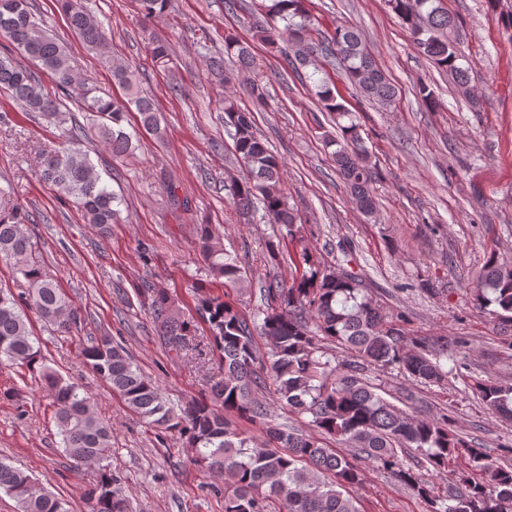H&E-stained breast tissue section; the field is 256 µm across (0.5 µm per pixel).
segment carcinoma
Wrapping results in <instances>:
<instances>
[{
	"label": "carcinoma",
	"mask_w": 512,
	"mask_h": 512,
	"mask_svg": "<svg viewBox=\"0 0 512 512\" xmlns=\"http://www.w3.org/2000/svg\"><path fill=\"white\" fill-rule=\"evenodd\" d=\"M307 0H261L266 22L256 23L253 37L271 48L287 42L295 47L286 66L307 75L310 91L322 112L336 115V135L326 144L352 203L368 216L376 213L371 185L375 167L356 116L335 86L322 77L319 61L335 62L355 90L365 98L389 104L396 86L366 48L361 32L346 25L333 34L319 29L307 11ZM406 25L418 51L435 68L448 73L458 93L470 97L473 71L458 49V20L443 0H388ZM69 28L91 51L100 53L121 97L99 95L75 70L67 45L56 39L33 11L31 0H0V93L38 112L56 132L58 146L39 153V178L71 202L87 224L105 228L121 222V199L103 183L83 148V137L67 126L62 100H72L98 118L97 133L114 157L133 154L135 146L124 131L130 112L138 127L164 139V118L154 101L141 93L139 73L124 59L105 54L106 34L81 0H58ZM140 13L152 18L165 13L170 0H137ZM154 66L172 69L168 43L148 39ZM28 56L52 79L55 90L14 61L12 50ZM226 54L254 73L249 86L253 105L269 95V78L257 63L248 42L228 33ZM225 125L235 155L244 167L241 177L224 183L227 199L242 214L258 210L286 229L289 240L299 237L302 214L288 202L281 186V161L257 135L253 109L224 98ZM199 254L210 276L236 285L247 279L237 258L224 250L211 226H196ZM0 259L12 263L28 284L27 305L61 333H69L80 316L56 280L32 257V242L19 210L0 212ZM289 285L275 279L265 283L263 306L246 315L218 297L206 299L197 314L210 335L195 342L193 320L173 304L163 288L146 285L158 336L169 349H190L200 357L219 354L222 373L209 380L208 397L181 406L170 405L159 385L142 375L125 347L109 336L81 349L85 363L124 400L145 424L194 449V462L209 474L224 475V512H266L267 501L279 502L280 512H361L347 489L360 484L362 464L386 472L411 490L427 512H512V466L500 465L456 432L448 414L415 415L383 396L385 388L370 376L396 369L403 376L428 384L442 382L446 371L428 343L409 336L404 320L387 314L365 294L353 273L316 261L301 248ZM476 306L488 310L504 335L512 337V267L489 254L476 277ZM271 345L260 357L256 336ZM0 356L19 367L41 365L46 397L52 409L63 455L75 467L100 460L112 446L110 427L91 410L81 388L43 364L39 342L22 305L0 289ZM273 387L276 402L299 417L311 416L306 433L272 419L267 401L255 391ZM475 391L485 407L512 419V388L483 381ZM265 426L261 448L250 446L240 423ZM419 455L417 465L404 461V452ZM456 464L455 479L444 488L425 479L419 469L440 473ZM0 492L11 497L17 512H70L69 504L52 492L36 489L24 470L0 457ZM90 512H130V500L112 470L100 468L87 493Z\"/></svg>",
	"instance_id": "carcinoma-1"
}]
</instances>
